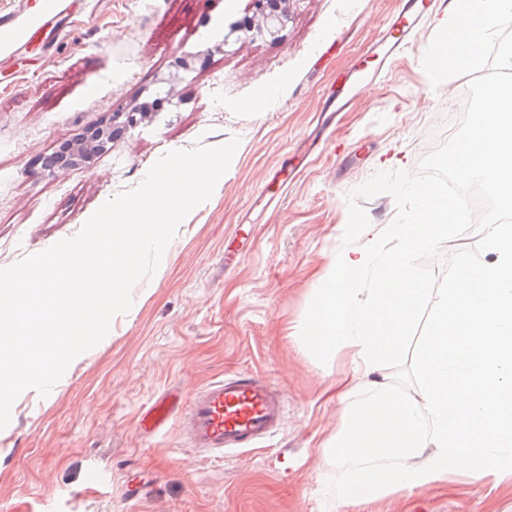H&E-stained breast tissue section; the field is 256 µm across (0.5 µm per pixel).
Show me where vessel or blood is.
Masks as SVG:
<instances>
[{
  "label": "vessel or blood",
  "instance_id": "1",
  "mask_svg": "<svg viewBox=\"0 0 512 512\" xmlns=\"http://www.w3.org/2000/svg\"><path fill=\"white\" fill-rule=\"evenodd\" d=\"M429 7L430 0H407L389 32L371 48L375 65L354 69L336 97V109L346 107L361 85L380 77L387 59L416 37ZM285 402L284 394L267 380L238 373L204 385L187 402L179 388L165 389L143 409L139 427L159 432L176 417L191 447L221 454L271 437L282 424Z\"/></svg>",
  "mask_w": 512,
  "mask_h": 512
}]
</instances>
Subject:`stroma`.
I'll return each mask as SVG.
<instances>
[{
	"label": "stroma",
	"mask_w": 512,
	"mask_h": 512,
	"mask_svg": "<svg viewBox=\"0 0 512 512\" xmlns=\"http://www.w3.org/2000/svg\"><path fill=\"white\" fill-rule=\"evenodd\" d=\"M0 0L27 33L0 37V269L75 236L109 198L136 187L172 150L240 145L211 198L166 248L160 271L107 336L78 356L47 396L24 390L0 430V512H512V478L455 476L369 501L336 497L325 444L338 427L329 376L294 336L318 278L342 244L347 193L399 158L413 172L448 137L464 77L432 88L418 39L336 115L308 148L342 76L386 33L403 0H289L280 38L231 33L252 0ZM271 89L255 101L256 87ZM161 99L106 148L43 171L112 112ZM359 247L389 249L391 195L364 200ZM238 372L286 396L282 425L254 448L215 458L179 424L140 432L163 390L184 395Z\"/></svg>",
	"instance_id": "1"
}]
</instances>
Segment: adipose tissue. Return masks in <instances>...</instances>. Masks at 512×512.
<instances>
[{
    "mask_svg": "<svg viewBox=\"0 0 512 512\" xmlns=\"http://www.w3.org/2000/svg\"><path fill=\"white\" fill-rule=\"evenodd\" d=\"M421 205L387 227L397 250L336 254L299 335L323 366L346 351L351 376L336 382L341 426L328 445L341 463L339 500H374L459 473L477 480L512 477V225L484 228L486 258L460 253L421 356L422 384L401 392L377 375L396 358L426 290L407 254L431 248L461 223L464 200L415 185ZM399 466L386 465V458ZM358 460L355 468L346 467Z\"/></svg>",
    "mask_w": 512,
    "mask_h": 512,
    "instance_id": "adipose-tissue-1",
    "label": "adipose tissue"
}]
</instances>
